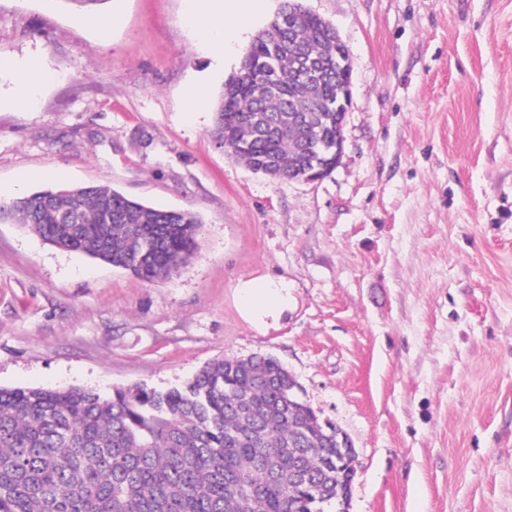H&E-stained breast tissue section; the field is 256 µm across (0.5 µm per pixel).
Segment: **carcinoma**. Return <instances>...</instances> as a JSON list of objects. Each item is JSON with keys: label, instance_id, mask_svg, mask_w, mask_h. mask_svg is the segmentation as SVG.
I'll return each instance as SVG.
<instances>
[{"label": "carcinoma", "instance_id": "1", "mask_svg": "<svg viewBox=\"0 0 512 512\" xmlns=\"http://www.w3.org/2000/svg\"><path fill=\"white\" fill-rule=\"evenodd\" d=\"M283 5L223 84L213 136L256 172L296 179L336 168L349 60L323 20ZM314 52L301 77L295 47ZM0 222L153 281L198 246L200 220L107 186L0 197ZM275 359L224 357L178 387L110 395L0 388V512H312L349 494L335 426L298 397Z\"/></svg>", "mask_w": 512, "mask_h": 512}]
</instances>
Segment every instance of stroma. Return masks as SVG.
Masks as SVG:
<instances>
[{"label":"stroma","instance_id":"35a3bbf8","mask_svg":"<svg viewBox=\"0 0 512 512\" xmlns=\"http://www.w3.org/2000/svg\"><path fill=\"white\" fill-rule=\"evenodd\" d=\"M301 4L350 52L343 154L315 182L211 136L281 0L223 57L187 0H109L105 30L0 0V188L94 183L202 221L152 282L0 222V387L167 389L270 356L352 439L349 512H512V0ZM31 64L47 79L27 108ZM264 277L291 295L267 328L236 299Z\"/></svg>","mask_w":512,"mask_h":512}]
</instances>
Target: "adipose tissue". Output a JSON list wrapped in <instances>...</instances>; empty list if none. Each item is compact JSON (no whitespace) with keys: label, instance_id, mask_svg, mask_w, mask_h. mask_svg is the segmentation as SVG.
I'll return each mask as SVG.
<instances>
[{"label":"adipose tissue","instance_id":"obj_1","mask_svg":"<svg viewBox=\"0 0 512 512\" xmlns=\"http://www.w3.org/2000/svg\"><path fill=\"white\" fill-rule=\"evenodd\" d=\"M264 0H207L204 9L190 8L187 20L203 28L217 52L239 37L245 21L259 12ZM238 307L243 317L258 326L279 321L288 309V284L283 280L252 279L236 286Z\"/></svg>","mask_w":512,"mask_h":512}]
</instances>
